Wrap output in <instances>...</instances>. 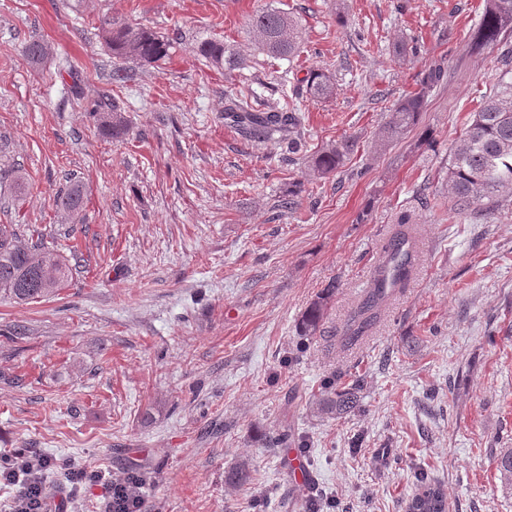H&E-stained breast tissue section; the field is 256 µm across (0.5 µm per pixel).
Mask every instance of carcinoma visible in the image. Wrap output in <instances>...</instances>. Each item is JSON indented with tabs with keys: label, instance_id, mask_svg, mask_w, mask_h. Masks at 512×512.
Here are the masks:
<instances>
[{
	"label": "carcinoma",
	"instance_id": "cac0c4a2",
	"mask_svg": "<svg viewBox=\"0 0 512 512\" xmlns=\"http://www.w3.org/2000/svg\"><path fill=\"white\" fill-rule=\"evenodd\" d=\"M106 46L119 59L142 62L161 60L169 55L174 39L164 37L146 26H131L105 16L101 20ZM512 35V0H484V9L469 48L473 52L493 50L508 45ZM249 36L255 47L273 59H288L301 52L297 22L285 10L265 5L250 17ZM196 53L210 62L236 70L241 58L233 49L214 39L197 42ZM443 64L432 65L420 88L401 97L391 108L380 128L378 144L385 147L416 124L433 88L444 79ZM307 92L315 99L336 95L331 75L312 69ZM95 111L106 114L105 126L119 137L126 131L121 108L105 95L95 104ZM224 120L243 130L249 137L264 142L280 141L297 133L301 118L297 109L283 104L267 111L257 110L251 96L243 90L225 94ZM354 152V143L340 139L311 157L308 173L312 179L336 173ZM512 190V69L505 70L499 85L483 96L477 112L455 141L448 160V197L459 215H488L499 204V193ZM84 203L81 185L71 183L56 199V213L64 220L74 218ZM415 242L409 220L401 218L381 246L374 267V287L366 294L346 324V343L359 340L373 326L378 310L409 280L415 264ZM80 268L77 255L66 258L47 241V235L32 224H0V299L30 303L59 294L69 275ZM338 284L329 282L308 306L297 324L298 335L314 337L321 333L328 304ZM361 384L356 378L332 375L322 387L318 411L323 415L343 416L358 410ZM496 469L504 481L512 484V449L499 453ZM415 494L406 512H447L441 487L419 474Z\"/></svg>",
	"mask_w": 512,
	"mask_h": 512
}]
</instances>
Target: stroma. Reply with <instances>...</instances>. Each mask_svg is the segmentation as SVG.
<instances>
[{"mask_svg":"<svg viewBox=\"0 0 512 512\" xmlns=\"http://www.w3.org/2000/svg\"><path fill=\"white\" fill-rule=\"evenodd\" d=\"M273 4L302 27V52L275 60L247 34ZM483 0H0V167L25 191L0 224H41L86 270L57 297L0 300V449L37 448L81 467L137 471L154 512H306L288 452L345 512H405L425 472L448 512H512L494 458L512 448V192L481 219L454 213L448 158L502 72L468 49ZM168 36L167 59L113 57L100 20ZM223 41L225 73L195 53ZM48 48L37 62L28 41ZM422 45L399 57L397 41ZM444 64L418 122L386 147L392 105ZM336 94L305 91L311 69ZM258 108L294 101L298 149L224 124V95ZM116 99L115 139L94 110ZM348 138L329 178L310 156ZM303 181L294 208L279 202ZM76 181L85 205L66 234L54 197ZM417 241L406 286L357 342L341 340L401 217ZM320 336L296 331L328 281ZM360 378L361 407L329 418L332 373ZM289 447L271 446L279 431ZM242 468L246 482L226 483ZM196 53L224 70L232 72L241 64V58L233 49L214 39H201L197 42Z\"/></svg>","mask_w":512,"mask_h":512,"instance_id":"1","label":"stroma"}]
</instances>
